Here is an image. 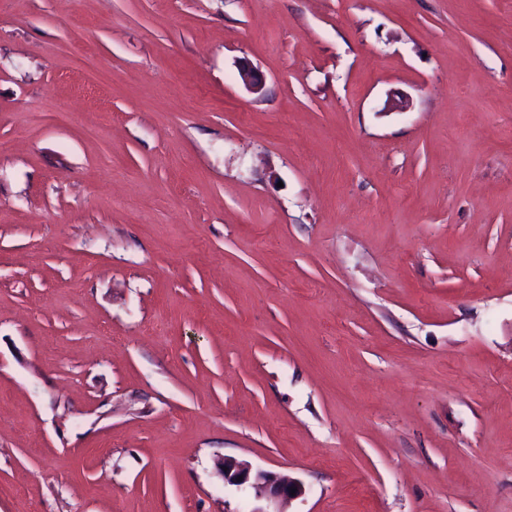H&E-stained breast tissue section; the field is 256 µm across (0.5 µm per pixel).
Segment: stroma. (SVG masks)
I'll use <instances>...</instances> for the list:
<instances>
[{
    "label": "stroma",
    "mask_w": 512,
    "mask_h": 512,
    "mask_svg": "<svg viewBox=\"0 0 512 512\" xmlns=\"http://www.w3.org/2000/svg\"><path fill=\"white\" fill-rule=\"evenodd\" d=\"M227 458L512 512V0H0V512ZM239 78L243 86L251 93H260L265 85L264 75L247 61L238 64Z\"/></svg>",
    "instance_id": "stroma-1"
}]
</instances>
